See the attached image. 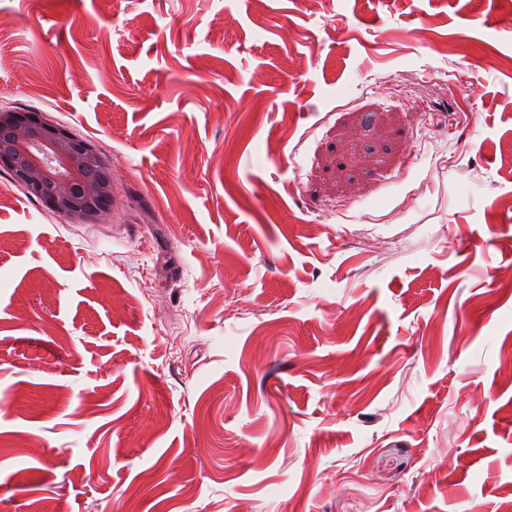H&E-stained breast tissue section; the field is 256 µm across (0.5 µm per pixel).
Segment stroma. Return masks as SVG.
<instances>
[{
  "instance_id": "stroma-1",
  "label": "stroma",
  "mask_w": 512,
  "mask_h": 512,
  "mask_svg": "<svg viewBox=\"0 0 512 512\" xmlns=\"http://www.w3.org/2000/svg\"><path fill=\"white\" fill-rule=\"evenodd\" d=\"M0 512L512 498V0H0ZM0 169L74 223L110 210L112 172L99 151L42 112L0 108Z\"/></svg>"
}]
</instances>
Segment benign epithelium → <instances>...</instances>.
Returning a JSON list of instances; mask_svg holds the SVG:
<instances>
[{"mask_svg": "<svg viewBox=\"0 0 512 512\" xmlns=\"http://www.w3.org/2000/svg\"><path fill=\"white\" fill-rule=\"evenodd\" d=\"M0 169L74 223L110 210L112 172L99 151L41 112L0 108Z\"/></svg>", "mask_w": 512, "mask_h": 512, "instance_id": "obj_1", "label": "benign epithelium"}]
</instances>
